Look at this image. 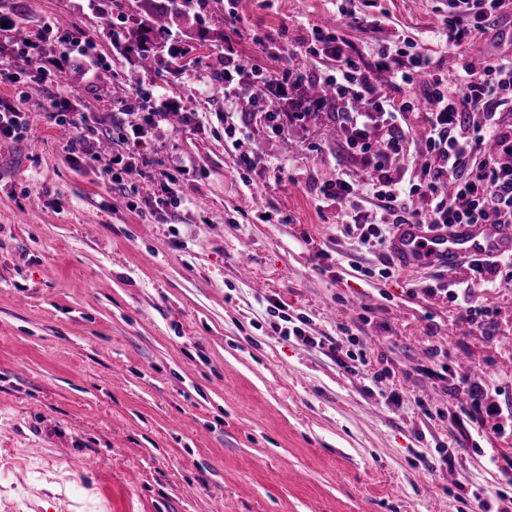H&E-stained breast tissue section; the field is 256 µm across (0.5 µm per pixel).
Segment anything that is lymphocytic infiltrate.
<instances>
[{"mask_svg":"<svg viewBox=\"0 0 512 512\" xmlns=\"http://www.w3.org/2000/svg\"><path fill=\"white\" fill-rule=\"evenodd\" d=\"M511 8L512 0H448L437 34L456 64L445 78L410 40L368 65L335 32L313 27L306 53L321 64L312 77L330 89L348 146L365 163L366 185L388 215L363 228L359 239L367 250L384 247L404 224H512V123L502 119L512 112V53L492 60L473 54ZM380 72L389 77L385 93L375 80ZM224 94L247 100L254 111L269 109L261 73L243 77L231 48L224 51ZM418 110L428 127L420 148L425 161L416 182L403 189L392 172L394 160L405 157L408 135L396 117ZM415 195L425 209L410 207ZM426 292L459 304L472 325L492 335L490 309L471 303L460 283L438 282Z\"/></svg>","mask_w":512,"mask_h":512,"instance_id":"1","label":"lymphocytic infiltrate"}]
</instances>
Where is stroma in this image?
I'll return each instance as SVG.
<instances>
[{
    "label": "stroma",
    "mask_w": 512,
    "mask_h": 512,
    "mask_svg": "<svg viewBox=\"0 0 512 512\" xmlns=\"http://www.w3.org/2000/svg\"><path fill=\"white\" fill-rule=\"evenodd\" d=\"M445 9L251 0L231 24L224 0H208L165 37L205 33L193 64L172 74L140 67L115 0H0L8 43L43 37L62 59L52 86L0 81V99L27 112L22 138H0V512H468L512 436L488 421L457 426L468 394L434 372L449 363L512 407V283L400 262L377 276L390 247L366 250L322 189L346 174L370 222L379 202L333 105L308 100L301 53L330 19L364 63L407 38L444 75L455 65L435 35ZM351 12L376 23H349ZM71 38L93 43L96 72L67 56ZM228 46L271 87L296 70L280 127L225 97ZM61 93L82 129L48 119ZM145 106L164 117L128 140ZM81 131L92 155L77 164L68 145ZM118 153L134 164L121 188L103 174ZM171 190L179 207L163 204ZM437 280L467 283L494 310V338L425 295ZM275 300L382 380L284 338Z\"/></svg>",
    "instance_id": "obj_1"
}]
</instances>
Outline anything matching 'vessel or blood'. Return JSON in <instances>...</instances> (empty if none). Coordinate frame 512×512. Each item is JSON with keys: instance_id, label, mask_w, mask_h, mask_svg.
<instances>
[{"instance_id": "obj_1", "label": "vessel or blood", "mask_w": 512, "mask_h": 512, "mask_svg": "<svg viewBox=\"0 0 512 512\" xmlns=\"http://www.w3.org/2000/svg\"><path fill=\"white\" fill-rule=\"evenodd\" d=\"M393 251L408 265L425 263L453 273L472 255L512 254V226L456 224L428 229L421 224H406L393 241Z\"/></svg>"}]
</instances>
